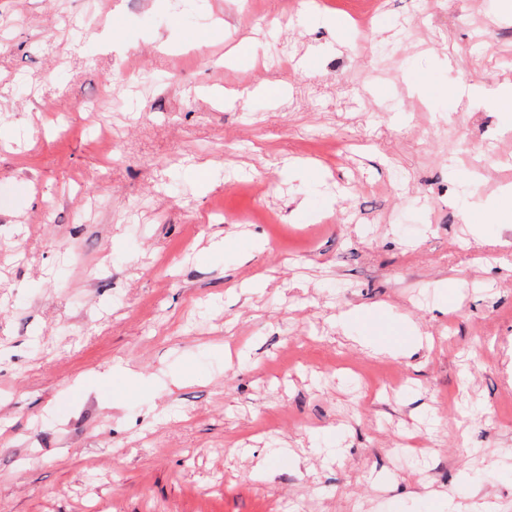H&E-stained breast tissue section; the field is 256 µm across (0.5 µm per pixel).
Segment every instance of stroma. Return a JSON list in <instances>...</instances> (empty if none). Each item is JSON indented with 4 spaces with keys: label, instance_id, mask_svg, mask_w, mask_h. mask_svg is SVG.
Returning a JSON list of instances; mask_svg holds the SVG:
<instances>
[{
    "label": "stroma",
    "instance_id": "obj_1",
    "mask_svg": "<svg viewBox=\"0 0 512 512\" xmlns=\"http://www.w3.org/2000/svg\"><path fill=\"white\" fill-rule=\"evenodd\" d=\"M304 2L0 0V512H512V17Z\"/></svg>",
    "mask_w": 512,
    "mask_h": 512
}]
</instances>
